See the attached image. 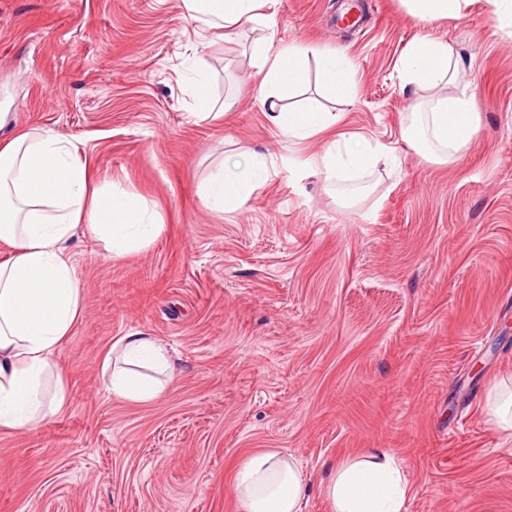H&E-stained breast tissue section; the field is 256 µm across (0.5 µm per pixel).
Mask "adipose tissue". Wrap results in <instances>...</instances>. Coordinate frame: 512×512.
Returning a JSON list of instances; mask_svg holds the SVG:
<instances>
[{"mask_svg": "<svg viewBox=\"0 0 512 512\" xmlns=\"http://www.w3.org/2000/svg\"><path fill=\"white\" fill-rule=\"evenodd\" d=\"M417 21L461 17L472 0H400ZM202 30L228 38L246 25L273 26L278 0H183ZM262 104L282 135L303 140L336 126L339 117L314 107L297 110L288 100L308 82L306 49L268 42L259 50ZM328 95L351 98L356 87L347 57H319ZM406 84L434 89L429 111L414 113L403 138L427 157L457 160L478 133L477 103L457 85L452 48L421 37L399 59ZM383 151L366 139L332 141L318 159L327 178L372 172ZM271 175L264 156L224 166L203 198L221 210L247 199ZM162 229L148 205L125 191L91 189L86 161L71 141L49 130L23 131L0 142V241L12 249L0 263V429L23 431L51 418L66 404L65 373L56 354L81 308L82 288L67 244L77 231L104 241L109 255L148 247ZM113 396L137 402L161 396L172 383L166 347L135 332L121 337L104 361ZM234 491L241 512H303L309 482L292 458L260 451L237 467ZM409 484L387 453L373 450L337 462L325 486L331 512H402Z\"/></svg>", "mask_w": 512, "mask_h": 512, "instance_id": "1", "label": "adipose tissue"}]
</instances>
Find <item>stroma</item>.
<instances>
[{"label": "stroma", "mask_w": 512, "mask_h": 512, "mask_svg": "<svg viewBox=\"0 0 512 512\" xmlns=\"http://www.w3.org/2000/svg\"><path fill=\"white\" fill-rule=\"evenodd\" d=\"M279 0L275 26L229 41L182 0H0V107L14 129L52 130L80 149L94 184L156 211L151 246L106 259L69 243L82 313L57 361L66 406L31 431H0V512H239L237 465L290 455L311 483L304 512H329L338 460L379 449L406 474L403 512H512V430L487 392L512 377V27L488 0L420 23L400 0ZM352 63L354 99L327 98L317 69L296 97L338 113L333 133L284 138L259 98L267 36ZM448 41L478 104L472 146L430 162L402 138L415 100L399 59ZM208 77L226 114L192 110ZM389 156L341 204L314 163L333 135ZM256 152L269 180L236 209L203 185ZM140 331L170 350L158 399L112 396L101 364Z\"/></svg>", "instance_id": "35a3bbf8"}]
</instances>
